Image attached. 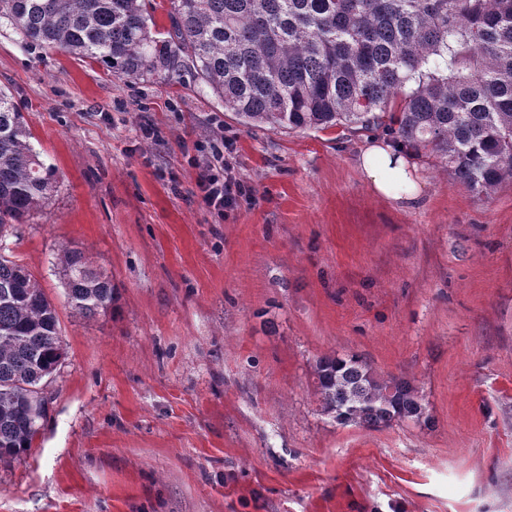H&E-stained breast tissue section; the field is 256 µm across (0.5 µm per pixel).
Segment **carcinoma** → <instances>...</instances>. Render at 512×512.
Wrapping results in <instances>:
<instances>
[{
	"mask_svg": "<svg viewBox=\"0 0 512 512\" xmlns=\"http://www.w3.org/2000/svg\"><path fill=\"white\" fill-rule=\"evenodd\" d=\"M172 32L141 0H0L25 44L104 64L125 80L194 70L244 126L381 129L490 196L512 179V0H170ZM0 91V238L55 191ZM72 307L112 308L109 278L75 249L62 260ZM57 311L36 276L0 252V463L27 452L62 364ZM324 411L368 429L419 423L404 379L377 380L356 356L316 362Z\"/></svg>",
	"mask_w": 512,
	"mask_h": 512,
	"instance_id": "carcinoma-1",
	"label": "carcinoma"
}]
</instances>
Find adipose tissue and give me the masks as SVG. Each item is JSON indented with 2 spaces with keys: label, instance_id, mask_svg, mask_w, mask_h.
<instances>
[{
  "label": "adipose tissue",
  "instance_id": "1",
  "mask_svg": "<svg viewBox=\"0 0 512 512\" xmlns=\"http://www.w3.org/2000/svg\"><path fill=\"white\" fill-rule=\"evenodd\" d=\"M358 163L378 194L406 207L421 200L422 178L405 147L386 140L372 141L360 154Z\"/></svg>",
  "mask_w": 512,
  "mask_h": 512
}]
</instances>
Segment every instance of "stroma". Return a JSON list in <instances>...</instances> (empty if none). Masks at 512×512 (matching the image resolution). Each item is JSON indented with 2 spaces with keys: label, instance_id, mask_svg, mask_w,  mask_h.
I'll return each instance as SVG.
<instances>
[{
  "label": "stroma",
  "instance_id": "1",
  "mask_svg": "<svg viewBox=\"0 0 512 512\" xmlns=\"http://www.w3.org/2000/svg\"><path fill=\"white\" fill-rule=\"evenodd\" d=\"M0 89L60 179L6 244L65 351L0 512H512V181L416 155L403 209L357 165L371 133L246 128L194 72L126 81L5 26ZM226 137L254 199L221 213L195 190ZM68 249L111 313L72 309ZM352 354L426 422L325 413L315 363Z\"/></svg>",
  "mask_w": 512,
  "mask_h": 512
}]
</instances>
